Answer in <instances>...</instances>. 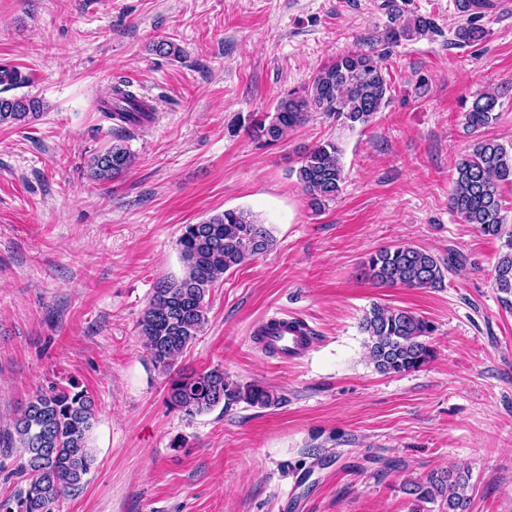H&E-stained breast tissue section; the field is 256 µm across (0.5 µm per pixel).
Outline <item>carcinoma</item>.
I'll use <instances>...</instances> for the list:
<instances>
[{"label": "carcinoma", "mask_w": 512, "mask_h": 512, "mask_svg": "<svg viewBox=\"0 0 512 512\" xmlns=\"http://www.w3.org/2000/svg\"><path fill=\"white\" fill-rule=\"evenodd\" d=\"M434 22L416 16L398 29L386 32L384 41L396 42L404 33L425 34ZM457 34L479 42L484 29L467 19ZM382 56L347 52L320 68L311 84L300 95L280 99L272 113L254 118L249 132L268 144L309 122L315 113L332 116L353 127L365 125L387 102ZM498 96L490 91L478 94L464 115L465 123L476 131L496 119ZM41 102L32 97L0 96V124H19L38 116ZM101 112L106 119L141 126L153 119L155 108L131 84L112 86ZM134 162L131 151L113 145L94 156L91 172L95 180L110 181L127 171ZM298 182L312 207L336 198L343 182L340 150L326 141L302 155L296 170ZM512 183V147L494 138H481L470 146L456 165V178L449 198L450 208L466 224L484 235L506 233L498 185ZM508 234V233H506ZM507 246L512 248V234ZM273 236L265 225L249 214L226 210L198 224H186L178 238L183 274L158 283L138 323L139 334L155 368L168 378L167 402L188 416L201 415L220 406L229 409L243 402L251 407L278 405L280 397L271 389L228 380L224 369L174 371L176 359L207 324L206 297L224 274L237 269L250 258L267 252ZM462 266V256L448 252V259L414 245L384 247L371 254L360 266L362 278L383 287L403 286L427 289L442 286L447 274ZM494 286L512 296V253L499 259L494 269ZM368 336V358L383 375L416 372L434 357L428 338L434 325L405 308L373 306L361 322ZM96 420V404L88 392L51 385L36 391L12 421L9 436L22 448L17 470L26 487L14 499L0 501V512H53L56 502L77 489L90 472L94 456L88 435ZM469 474L447 472L431 475L423 482L408 483L405 491L420 501L444 497L448 512H467L465 495Z\"/></svg>", "instance_id": "cac0c4a2"}]
</instances>
